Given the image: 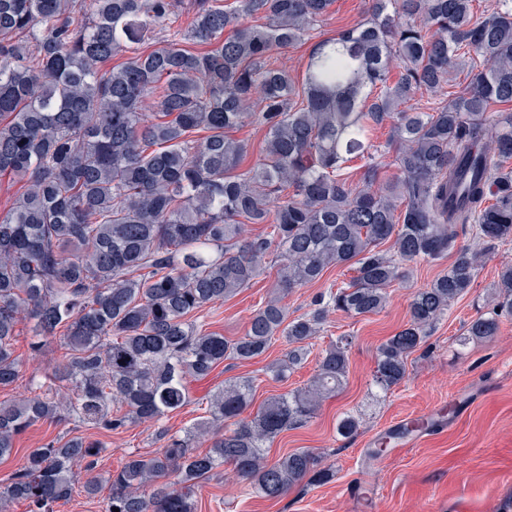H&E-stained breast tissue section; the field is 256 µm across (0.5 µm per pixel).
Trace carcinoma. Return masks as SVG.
Here are the masks:
<instances>
[{"label":"carcinoma","mask_w":512,"mask_h":512,"mask_svg":"<svg viewBox=\"0 0 512 512\" xmlns=\"http://www.w3.org/2000/svg\"><path fill=\"white\" fill-rule=\"evenodd\" d=\"M473 2L369 0L365 22L314 44L298 88L274 54L308 36L331 0H0V174L26 181L0 212V388L20 375L13 338L23 318L33 352L64 345L47 378L72 384L65 406L49 387L0 401V459L29 427L65 413L106 432L156 422L189 402V381L280 338L288 359L271 372L282 381L329 312L375 314L405 265L452 251L377 348L376 387L399 385L477 275L480 253L457 245L458 229L488 244L512 238V113L488 135L489 113L512 107V5L477 17ZM184 10L187 29L144 49ZM458 62L471 66L466 92L429 112L404 109L441 93ZM247 121L264 146L244 169L247 145L228 132ZM387 122L396 173L381 182L371 132ZM355 158L367 163L353 184L342 170ZM252 224L267 229L254 235ZM269 260L281 264L276 289L245 335L207 330L203 312ZM350 263L347 283L288 318L285 296ZM491 302L459 346L492 339L499 313L512 314V264ZM349 345L330 342L306 387L248 416L253 379L224 380L206 418L105 479L94 474L97 441L31 448L0 489V512L15 503L54 512L79 474L90 498L109 487L104 512H197L199 483L226 464L268 500L323 484L332 473L318 455L269 463L265 448L342 388Z\"/></svg>","instance_id":"carcinoma-1"}]
</instances>
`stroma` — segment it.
I'll list each match as a JSON object with an SVG mask.
<instances>
[{"label":"stroma","instance_id":"1","mask_svg":"<svg viewBox=\"0 0 512 512\" xmlns=\"http://www.w3.org/2000/svg\"><path fill=\"white\" fill-rule=\"evenodd\" d=\"M368 7V0H333L311 37L280 50L279 64L288 69L294 82H301L313 43L357 26L367 18ZM449 263L445 257L434 263L410 264L403 278L390 287L389 301L379 313L353 318L330 312L312 354L287 381H275L267 371L288 353L287 342L279 340L256 360L224 361L206 379L191 383L188 405L160 423L132 424L112 433L64 420L32 426L18 436L13 455L0 459V486L21 469L28 449L58 437L101 442L97 472L107 476L128 453H151L162 447L159 429L183 434L204 416L210 395L225 379L253 378L254 402L262 404L272 395L306 385L315 373L319 353L331 339L347 335L351 345L343 389L324 399L306 424L277 436L267 450L272 461L299 449L311 450L330 466L331 479L321 485H296L271 501L253 493L248 481L225 466L219 477L202 482L197 492L198 512H512V316L502 318L493 339L470 343L465 355H457L455 345L467 324L487 312L486 299L497 285L501 267L512 264V241L486 246L468 293L436 324L424 348L409 357L407 378L385 394L372 384L378 346L407 322L412 293ZM350 276L349 267H332L319 282L294 289L284 299L289 316L308 311L316 295ZM275 280V271H266L250 288L207 310V329L229 339L243 336ZM30 340L31 324L21 320L14 341L22 361L20 378L13 386L0 389V399L38 391L48 364L65 355L64 347L57 344L33 354ZM436 412L441 413L444 427L420 433L410 447L371 457L381 434L410 418ZM349 414L358 417L360 426L355 435L345 438L337 427Z\"/></svg>","mask_w":512,"mask_h":512}]
</instances>
